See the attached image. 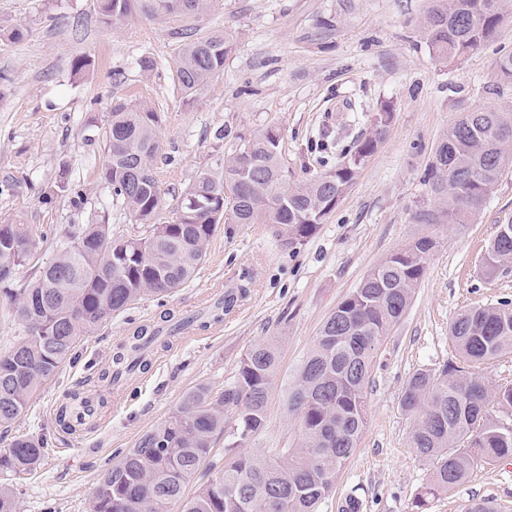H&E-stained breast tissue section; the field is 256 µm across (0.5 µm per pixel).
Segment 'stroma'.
<instances>
[{
  "label": "stroma",
  "instance_id": "obj_1",
  "mask_svg": "<svg viewBox=\"0 0 512 512\" xmlns=\"http://www.w3.org/2000/svg\"><path fill=\"white\" fill-rule=\"evenodd\" d=\"M428 0H213L190 20L196 33L226 28L235 48L224 72L192 98L174 80L184 44L172 24L140 15L101 22L97 0H0V219L30 225L34 242L15 287L31 281L74 224H108L117 236L143 227L112 197L102 178V131L117 101L154 107L161 149L153 171L161 206L157 220L174 223L177 205L204 168L222 158L225 134L278 128L288 168L307 180L336 167L343 151L372 131L381 104L393 118L376 153L351 190L303 245L291 249L267 224L217 232L194 279L163 298L114 314L80 344L77 362L61 368L36 394L0 448L19 435H49L52 451L17 483L21 512H90L93 490L110 461L165 420L182 393L205 384L223 390L244 352L283 337L282 362L266 426L247 452L273 455L291 446L294 422L286 394L323 321L385 257L423 233L412 213L427 196L425 168L449 127L465 112L512 105V81L497 62L512 53V18L494 38L460 61L443 64L429 52L419 22ZM24 32L14 40L13 30ZM155 66L143 71L141 57ZM87 60L74 71L75 60ZM512 222V171L489 194L472 224H441L438 244L411 306L377 354L368 385V423L339 472L321 512L357 498L359 512H467L492 500L512 512V471L478 462L467 480L414 502L430 465L408 446L411 420L400 400L408 378L454 359L448 326L463 309L512 299V269L486 275L481 264L498 225ZM247 281L222 321L209 308ZM200 320L158 346L146 371L118 385L101 381L115 345L165 313ZM103 395L107 422L67 435L53 411L70 389Z\"/></svg>",
  "mask_w": 512,
  "mask_h": 512
}]
</instances>
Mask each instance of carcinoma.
Returning a JSON list of instances; mask_svg holds the SVG:
<instances>
[{
	"instance_id": "obj_1",
	"label": "carcinoma",
	"mask_w": 512,
	"mask_h": 512,
	"mask_svg": "<svg viewBox=\"0 0 512 512\" xmlns=\"http://www.w3.org/2000/svg\"><path fill=\"white\" fill-rule=\"evenodd\" d=\"M212 0H100L104 22L133 14L180 24L208 11ZM504 18L502 0H430L421 32L437 61H459L493 39ZM175 82L185 97L224 73L233 34L217 29L196 37L182 30ZM392 117L382 107L372 132L341 164L303 182L291 180L280 133L266 128L230 145L201 170L184 193L173 224L157 223L160 194L153 172L159 152L158 112L148 105H112V143H104L103 171L112 195L144 233L116 237L108 224L71 227L39 267V275L12 287L16 269L31 254L25 224H0V294L15 303L24 334L0 352V428H10L30 400L75 359L78 345L102 323L148 296L164 297L192 280L219 225L269 224L283 245L310 238L350 190L376 152ZM512 167V106L466 112L448 129L425 173L429 201L413 223L467 224ZM231 214L225 217L226 192ZM437 247L430 233L375 265L327 317L288 389L295 438L273 458L237 449L265 427L280 364L276 339L252 345L233 381L218 394L199 384L183 392L173 413L139 437L105 469L94 488L92 512H318L334 492L367 424V386L382 341L400 323ZM512 266V223L498 225L484 253V271ZM448 337L459 362L419 370L407 381L401 407L412 418L409 447L432 467L425 496L447 492L466 479L474 461L512 459V426L496 409L512 407V382L491 385L484 370L512 355V301L473 306L450 323ZM159 339L142 325L117 344L112 370L118 380L148 368L145 355ZM57 425L74 432L70 417L86 397L65 394ZM224 436V464L189 498L186 486ZM50 447L47 438L18 436L0 448V472L16 480L35 470ZM0 512H20L15 484L0 482Z\"/></svg>"
}]
</instances>
